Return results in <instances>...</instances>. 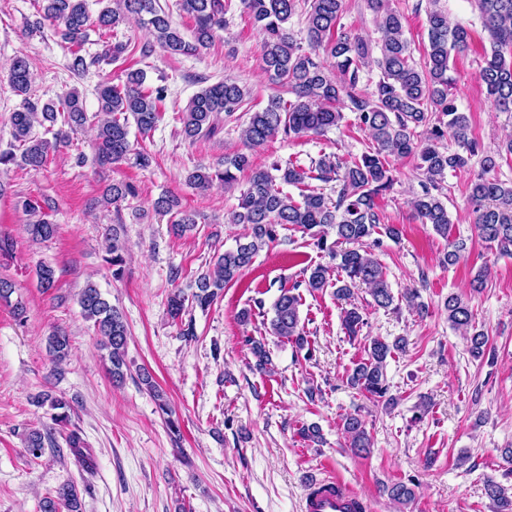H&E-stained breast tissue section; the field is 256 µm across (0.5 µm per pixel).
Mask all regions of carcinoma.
Wrapping results in <instances>:
<instances>
[{
    "instance_id": "1",
    "label": "carcinoma",
    "mask_w": 512,
    "mask_h": 512,
    "mask_svg": "<svg viewBox=\"0 0 512 512\" xmlns=\"http://www.w3.org/2000/svg\"><path fill=\"white\" fill-rule=\"evenodd\" d=\"M39 18L57 27L61 40L74 47L70 69L83 73L88 61L80 54L88 40L89 30H112L130 17H138L146 27L151 43L170 55H194L206 48L216 32L224 28L226 3L223 0H179V8L195 22L191 37H186L173 24L168 13L156 7V0H114L92 17L88 0H39ZM345 0H310L305 8V42L295 38L287 27L301 7V0H241L254 26L263 34V68L271 79L288 86L294 99L274 96L267 105L250 114L241 131L244 149L226 155L211 165H200L189 171L187 185L205 191L215 184L232 186L238 174L251 172L247 187L240 193L230 223L243 224L247 233L235 248L228 249L214 260L213 268L195 280L196 291L191 301L206 310L224 293V288L237 283L242 273L255 261L264 248L278 238L279 229L291 226L316 240V245L336 259V268L343 273L336 296L349 299L354 287H369L374 304L388 308L394 295L381 264L367 251L355 245L371 237L377 229L390 239H398L400 230L394 224H382L378 199L393 183L390 158L417 156V170L422 175L421 193L411 199V206L423 224L448 238L452 220L448 206L439 190L450 171L465 168L475 156H480V172L471 182L469 210L478 236L488 248L500 254H512V182L506 183L487 174L499 166L504 156L512 157V139L498 145L494 151L482 148L471 136L469 118L459 111L452 93L455 78L451 75L450 59L466 52L472 37L468 28L451 24L448 13L429 0L427 9L428 49L421 63L411 56L404 36V14L390 6V0H366L367 7L377 17L379 54L373 56L368 41L352 36L339 28ZM484 19L490 50L485 52L480 79L496 108L512 112V0H473ZM373 59L379 78L370 92L359 89L360 73L368 59ZM16 95L22 97L21 108L11 113L13 137L21 153L0 152V166L16 165L33 171L42 169L49 154L66 145L69 134L91 123L97 126L96 164L110 168L125 162L146 169L152 157L133 148L130 128L145 136L155 130L161 119V106L167 88H146V75L141 70L126 74L121 85L109 81L99 84L98 111L88 115L77 89L65 94L59 102L50 100L38 105L30 100L34 73L28 59L15 57L0 71ZM248 91L236 81L226 78L208 85L189 101L181 117V134L195 141L216 130L221 115L228 117L244 105ZM355 114L356 124L365 129L373 144L372 151L353 161L331 157L319 159L316 166L303 168L292 162L271 163L267 169L252 168V151L283 136L301 138L319 136L338 126L344 119L342 109ZM44 135L34 133L35 126ZM52 138H47V135ZM450 138L456 149H445L443 140ZM338 184L336 198L309 188V181ZM305 187L299 198L284 192L283 186ZM135 195L133 184L124 181L106 186L102 200L117 204ZM155 212L171 217L173 233L179 237L191 233L197 214L183 209L178 196L163 193L153 202ZM34 241H49L59 232L58 225L42 217L27 225ZM334 233V244L350 248L335 250L327 245V236ZM112 257V277L125 273V261L120 253L117 231H112L108 245ZM327 283L326 268L318 265L303 281L281 294L272 306L271 335L303 349L308 340L301 324L302 286L319 291ZM185 294L178 291L168 301L170 317L181 321L180 334L195 336L193 321H183ZM79 305L82 316L93 322L100 337L101 348L107 351L112 380L124 379L126 366L127 326L121 311L102 296L99 288L89 284L81 292ZM448 323L454 329L468 333L469 352L475 358L485 354L487 338L475 327L474 313L463 297L448 295ZM343 324L348 335L355 337L364 325L357 306L344 310ZM49 348L57 359L66 356L70 340L63 332L49 337ZM254 357L252 369L263 374L273 371V362L262 339L249 338ZM406 340L399 337L389 344L375 338L367 348V358L355 364L348 382L374 398L388 396L387 359L395 351H403ZM37 404L54 410L53 424L69 421L63 412L66 403L51 393L38 396ZM342 427L349 447L358 455H366L372 447L363 419L357 414L344 417ZM45 435L32 430L26 438L27 452L38 458L44 451ZM484 490L494 512H512V492L492 478L486 479ZM390 499L405 504L415 494L414 487L397 482L385 488ZM43 512H80L75 486L64 484L55 495L42 503Z\"/></svg>"
}]
</instances>
